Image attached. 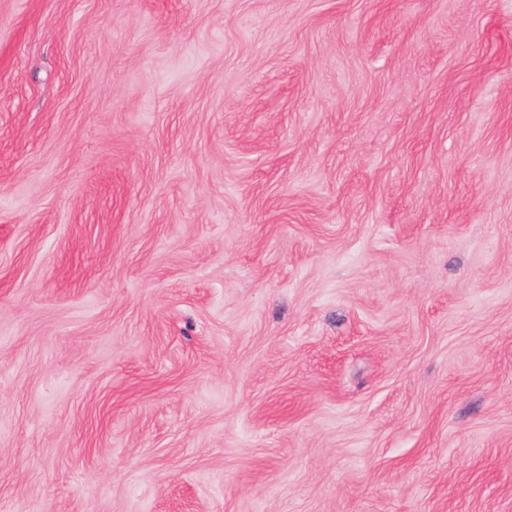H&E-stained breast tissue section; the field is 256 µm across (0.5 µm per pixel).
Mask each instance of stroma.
<instances>
[{"label": "stroma", "instance_id": "stroma-1", "mask_svg": "<svg viewBox=\"0 0 512 512\" xmlns=\"http://www.w3.org/2000/svg\"><path fill=\"white\" fill-rule=\"evenodd\" d=\"M0 512H512V0H0Z\"/></svg>", "mask_w": 512, "mask_h": 512}]
</instances>
